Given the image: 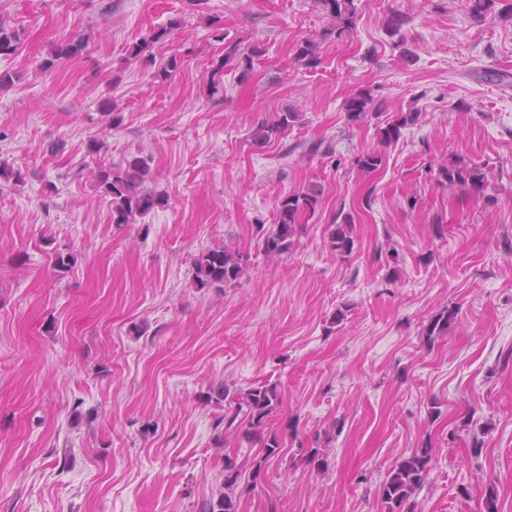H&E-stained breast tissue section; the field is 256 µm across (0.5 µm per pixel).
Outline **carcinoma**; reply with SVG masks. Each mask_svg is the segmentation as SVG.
<instances>
[{"label": "carcinoma", "mask_w": 512, "mask_h": 512, "mask_svg": "<svg viewBox=\"0 0 512 512\" xmlns=\"http://www.w3.org/2000/svg\"><path fill=\"white\" fill-rule=\"evenodd\" d=\"M330 18L331 24L325 36H336V40L346 39L356 28L357 6L355 0H316ZM473 17L485 20L494 12L496 0H470ZM405 19L393 13L386 21L385 28L394 38L397 47L404 45L402 28ZM168 35L164 28L149 38L133 44L130 53L135 58L149 60L153 58L152 47ZM20 34L16 29H8L0 22V56L13 54L18 49ZM87 42L81 38L62 41L55 45L51 57L43 67L54 68L59 62L74 60L86 50ZM265 48L255 44L248 52H239V44L226 43L224 57L215 64L210 93L220 91V77L228 66L240 70L244 79L253 69L254 60L263 56ZM294 60L306 69H314L321 63L319 43L305 39L294 47ZM381 105L374 102L371 93L360 89L350 95L344 104L347 122L360 125L379 117ZM300 119V113L281 112L271 122H262L252 132L255 144L262 146L279 137L285 130ZM420 119L418 112H402L397 119L384 128H379L383 143L389 145L399 140L402 130L414 126ZM384 157L381 152L368 149L356 155L353 165L360 171L371 174L381 168ZM440 182L448 187H461L477 195H485L488 177L484 168L476 164L450 161L440 166ZM96 190L108 199L112 223L130 224L136 217L145 216L157 207L165 205L166 200L145 188L151 179V168L141 157H133L118 165H101L92 171ZM323 188L318 184L294 191L278 199L276 203L277 222L275 228L261 231L262 250L267 255L280 256L289 253L295 246V237L299 232L301 218L311 217L321 203ZM355 224L348 213H338L336 221L330 225V246L337 255L344 258L352 254L355 245ZM250 257L231 244H223L201 251L193 260V279L200 288H225L239 282L245 273ZM458 308L444 306L431 316L424 328V345L432 349L436 341L448 335V330L456 321ZM217 400L228 402L224 413V434L231 437L238 433L260 444V455L253 458L252 482H257L268 461L279 457L282 451L278 435L263 433V428L274 413L283 404L282 393L277 384H260L245 391L232 392L224 387L217 392ZM435 448L424 442L409 455L399 457L387 472L378 489L381 512H416L414 496L428 482ZM242 467L229 457L224 461V482L218 498L203 505L204 512H237L236 490L239 486Z\"/></svg>", "instance_id": "obj_1"}]
</instances>
